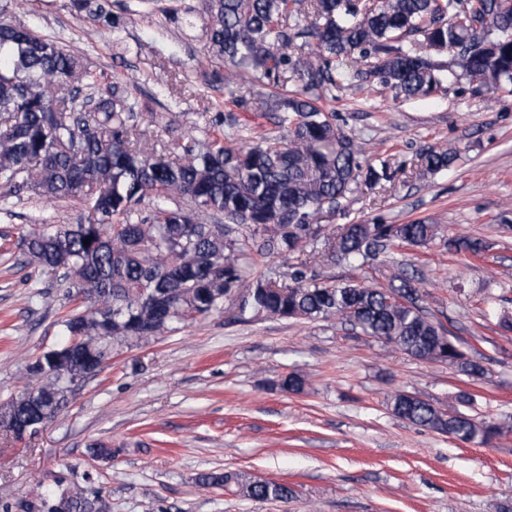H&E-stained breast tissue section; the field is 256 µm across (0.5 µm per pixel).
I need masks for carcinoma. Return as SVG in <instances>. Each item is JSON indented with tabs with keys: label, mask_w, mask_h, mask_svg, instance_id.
Masks as SVG:
<instances>
[{
	"label": "carcinoma",
	"mask_w": 512,
	"mask_h": 512,
	"mask_svg": "<svg viewBox=\"0 0 512 512\" xmlns=\"http://www.w3.org/2000/svg\"><path fill=\"white\" fill-rule=\"evenodd\" d=\"M99 25L118 19L103 6L72 0ZM209 57L225 63L224 82L249 75L267 95L288 135L258 133L247 147L229 132L184 144L147 135L143 113L123 84L102 80L87 57L18 22L0 21V185L59 202L76 200L79 224H41L21 238L26 262L62 275L87 303L62 321L65 341L27 367L29 386L0 408V428L15 432L50 422L71 385L99 371L116 346L148 340L205 318L228 302L246 314L292 320L336 319L420 359L457 365L470 378L483 366L457 349L439 322L424 316L414 277L365 287L306 276L320 256L364 266L397 243L421 246L437 235L426 218L405 224L324 219L361 186L393 178L385 161L363 160L355 137L322 101L345 86L389 89L413 100L468 79L472 91L512 87V0H207ZM296 88L279 96L269 86ZM458 158L425 145L422 171L437 173ZM251 235L230 236L231 226ZM89 244H83L84 240ZM451 253L477 256L483 241L448 239ZM294 256L293 270L250 272V250ZM307 378L291 372L281 389L300 393ZM393 414L473 444L502 435L496 423L446 413L397 393ZM235 483L251 500L286 503L292 488L236 473L200 477L207 487ZM25 512H108L100 492L79 484L21 504Z\"/></svg>",
	"instance_id": "obj_1"
}]
</instances>
